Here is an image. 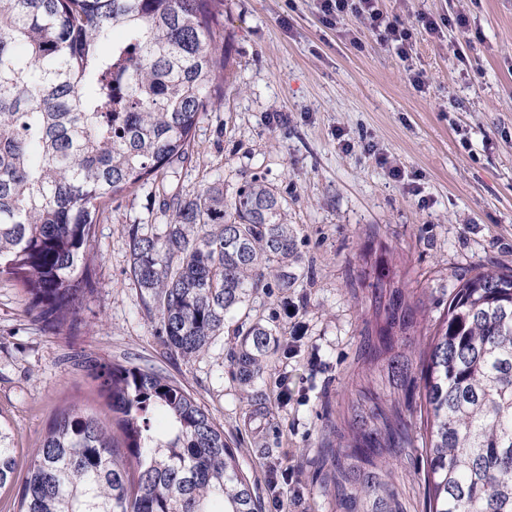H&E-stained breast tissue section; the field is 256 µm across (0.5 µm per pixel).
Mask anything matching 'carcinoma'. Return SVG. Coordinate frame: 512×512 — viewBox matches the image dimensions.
Instances as JSON below:
<instances>
[{
	"mask_svg": "<svg viewBox=\"0 0 512 512\" xmlns=\"http://www.w3.org/2000/svg\"><path fill=\"white\" fill-rule=\"evenodd\" d=\"M224 0H0V278L23 313L60 335L77 320L98 257L95 226L121 194H163L160 233L128 231L129 279L147 294L163 346L191 361L259 288H286L301 261L288 209L258 177L169 192L194 132L224 94ZM366 359L387 370L385 402L361 404L328 449L339 512H403L389 470L413 447L403 407L425 408L429 512H512V269L460 280L420 351L422 302L375 265ZM243 313V312H241ZM249 317V313H243ZM234 361L249 387L276 329L253 323ZM112 421L59 412L26 464L19 512H260L224 430L180 382L128 363L94 366ZM19 461L0 419V492Z\"/></svg>",
	"mask_w": 512,
	"mask_h": 512,
	"instance_id": "obj_1",
	"label": "carcinoma"
}]
</instances>
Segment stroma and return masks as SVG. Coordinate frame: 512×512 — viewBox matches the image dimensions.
I'll return each instance as SVG.
<instances>
[{"label": "stroma", "instance_id": "obj_1", "mask_svg": "<svg viewBox=\"0 0 512 512\" xmlns=\"http://www.w3.org/2000/svg\"><path fill=\"white\" fill-rule=\"evenodd\" d=\"M378 5L410 30L407 59L354 16L327 25L320 0H224L232 74L196 127L191 165L167 176L186 195L218 180L231 197L256 175L287 201L304 261L291 287L249 301L251 321L281 333L269 375L243 391L227 335L189 362L164 354L127 275V229L159 232L168 218L146 192L123 195L95 228L94 289L68 335L29 321L19 288L0 280V415L20 462L61 410L106 413L90 361H130L209 410L262 512H336L327 446L367 387L388 389L365 364L374 262H395L400 286L424 301L428 332L462 277L512 269V0ZM422 15L440 36L423 31ZM459 15L465 28L449 23ZM425 478L421 448L409 449L391 475L404 512H427Z\"/></svg>", "mask_w": 512, "mask_h": 512}]
</instances>
